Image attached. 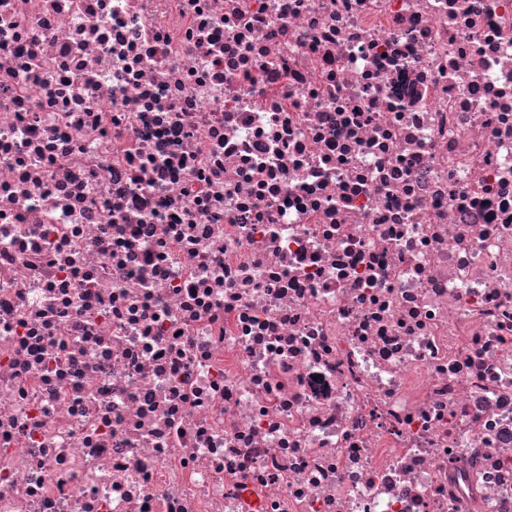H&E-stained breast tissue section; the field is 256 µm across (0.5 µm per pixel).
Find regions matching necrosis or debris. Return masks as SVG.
Returning a JSON list of instances; mask_svg holds the SVG:
<instances>
[{
    "instance_id": "4bbe7bcc",
    "label": "necrosis or debris",
    "mask_w": 512,
    "mask_h": 512,
    "mask_svg": "<svg viewBox=\"0 0 512 512\" xmlns=\"http://www.w3.org/2000/svg\"><path fill=\"white\" fill-rule=\"evenodd\" d=\"M512 512V0H0V512Z\"/></svg>"
}]
</instances>
